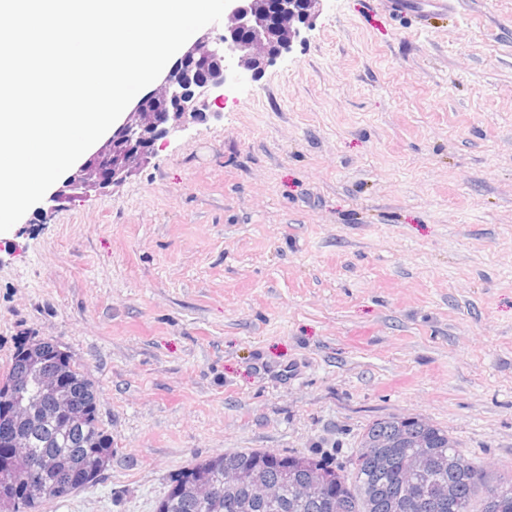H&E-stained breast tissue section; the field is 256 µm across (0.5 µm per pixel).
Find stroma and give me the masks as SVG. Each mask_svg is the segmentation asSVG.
Masks as SVG:
<instances>
[{"label":"stroma","mask_w":512,"mask_h":512,"mask_svg":"<svg viewBox=\"0 0 512 512\" xmlns=\"http://www.w3.org/2000/svg\"><path fill=\"white\" fill-rule=\"evenodd\" d=\"M220 110L0 233V372L57 342L112 438L41 512H155L224 451L344 462L388 415L511 473L512 0H324ZM388 7L396 12L418 14L421 20L440 13H448V6L453 0H387Z\"/></svg>","instance_id":"stroma-1"}]
</instances>
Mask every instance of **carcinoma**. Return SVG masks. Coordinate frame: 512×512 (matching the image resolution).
Masks as SVG:
<instances>
[{"label": "carcinoma", "mask_w": 512, "mask_h": 512, "mask_svg": "<svg viewBox=\"0 0 512 512\" xmlns=\"http://www.w3.org/2000/svg\"><path fill=\"white\" fill-rule=\"evenodd\" d=\"M72 363L69 392L78 412L63 421L53 413L51 396L44 411L27 427L30 458L15 461L36 486L51 481L55 489L22 497L0 483V512H37L61 498L72 470L88 467L99 481L112 461V437L99 423L95 385L72 355L49 340L20 337L0 383L26 380L38 389L41 376L60 363ZM48 459L47 471L31 470V460ZM242 470L254 483L224 489V471ZM219 488L206 512H512V477L493 474L477 463L448 431L415 416L395 415L374 421L361 435L347 464L329 457L260 449L227 451L192 462L176 475L156 504V512H201L184 489L196 482ZM275 484L274 507L254 497V486Z\"/></svg>", "instance_id": "carcinoma-1"}]
</instances>
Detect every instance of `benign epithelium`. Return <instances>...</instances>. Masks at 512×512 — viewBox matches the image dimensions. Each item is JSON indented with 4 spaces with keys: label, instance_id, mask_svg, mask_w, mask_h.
Returning <instances> with one entry per match:
<instances>
[{
    "label": "benign epithelium",
    "instance_id": "benign-epithelium-1",
    "mask_svg": "<svg viewBox=\"0 0 512 512\" xmlns=\"http://www.w3.org/2000/svg\"><path fill=\"white\" fill-rule=\"evenodd\" d=\"M323 0H232L224 12L223 33L207 31L187 44L181 57L162 75L156 89L142 97L92 153L45 201L41 212L52 213L65 203L92 192L106 193L121 184L136 166L148 161L156 143L199 123L218 104L220 91L232 81L256 77L274 55L292 48L301 30L310 26ZM56 371L43 385L58 414L74 415L63 381ZM37 410L36 394L14 386L0 395V446L23 448V422ZM0 480L35 493L27 477L0 464Z\"/></svg>",
    "mask_w": 512,
    "mask_h": 512
}]
</instances>
